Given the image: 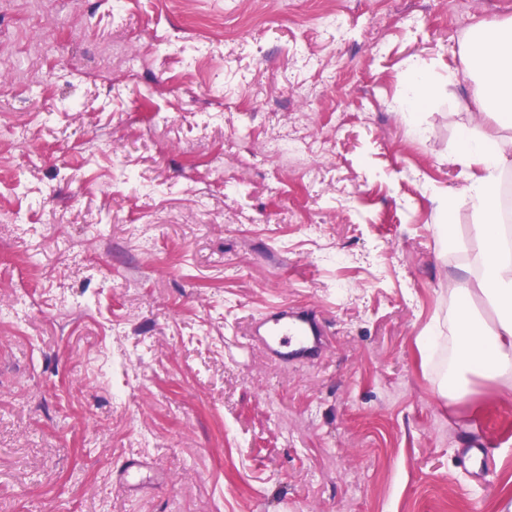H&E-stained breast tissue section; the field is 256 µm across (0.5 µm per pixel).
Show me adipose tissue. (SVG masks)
<instances>
[{
    "label": "adipose tissue",
    "mask_w": 512,
    "mask_h": 512,
    "mask_svg": "<svg viewBox=\"0 0 512 512\" xmlns=\"http://www.w3.org/2000/svg\"><path fill=\"white\" fill-rule=\"evenodd\" d=\"M460 54L480 84V113L512 127V23L471 31ZM457 160L478 167L481 174L464 192L466 205L479 218L468 244L469 264L478 275L463 271L448 279L454 301V382L442 393L452 400L464 396V380L471 374L512 382V233L501 223L499 186L501 173L512 169V141L475 128L464 130ZM476 296L496 311L495 322L482 323L475 314L471 300Z\"/></svg>",
    "instance_id": "ef3b65f1"
}]
</instances>
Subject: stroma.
<instances>
[{"label":"stroma","instance_id":"stroma-1","mask_svg":"<svg viewBox=\"0 0 512 512\" xmlns=\"http://www.w3.org/2000/svg\"><path fill=\"white\" fill-rule=\"evenodd\" d=\"M511 20L512 0H0V43L45 29L32 64L54 69L0 89V512H497L512 387L441 389L476 221L459 44ZM415 59L430 100L401 112ZM279 304L325 321L315 365L248 341Z\"/></svg>","mask_w":512,"mask_h":512}]
</instances>
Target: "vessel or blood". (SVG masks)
Listing matches in <instances>:
<instances>
[{
	"label": "vessel or blood",
	"mask_w": 512,
	"mask_h": 512,
	"mask_svg": "<svg viewBox=\"0 0 512 512\" xmlns=\"http://www.w3.org/2000/svg\"><path fill=\"white\" fill-rule=\"evenodd\" d=\"M328 330L317 312L282 306L256 319L250 338L263 353L279 364L308 363L322 355Z\"/></svg>",
	"instance_id": "1"
}]
</instances>
